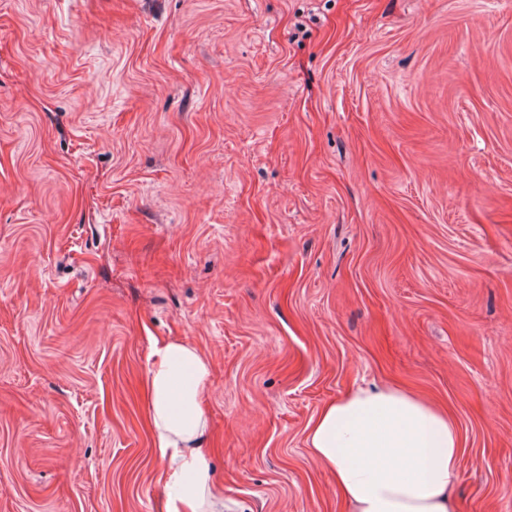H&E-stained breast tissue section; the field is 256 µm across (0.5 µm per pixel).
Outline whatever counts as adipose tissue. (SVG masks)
I'll return each instance as SVG.
<instances>
[{
    "instance_id": "adipose-tissue-1",
    "label": "adipose tissue",
    "mask_w": 512,
    "mask_h": 512,
    "mask_svg": "<svg viewBox=\"0 0 512 512\" xmlns=\"http://www.w3.org/2000/svg\"><path fill=\"white\" fill-rule=\"evenodd\" d=\"M212 371L193 345L157 342L144 382L153 446L165 465L160 512H222L224 487L207 446L205 397ZM310 454L334 478L351 512H455L461 434L427 399L397 387L357 389L312 420Z\"/></svg>"
}]
</instances>
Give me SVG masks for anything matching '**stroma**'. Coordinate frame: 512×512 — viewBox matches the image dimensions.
Returning <instances> with one entry per match:
<instances>
[{
	"label": "stroma",
	"mask_w": 512,
	"mask_h": 512,
	"mask_svg": "<svg viewBox=\"0 0 512 512\" xmlns=\"http://www.w3.org/2000/svg\"><path fill=\"white\" fill-rule=\"evenodd\" d=\"M165 338L224 512H347L306 430L374 384L512 512V0H0V512H158Z\"/></svg>",
	"instance_id": "stroma-1"
}]
</instances>
